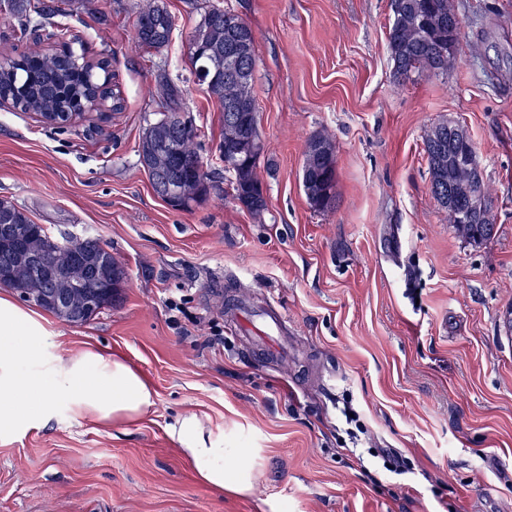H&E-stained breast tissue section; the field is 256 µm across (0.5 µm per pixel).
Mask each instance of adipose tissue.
I'll return each instance as SVG.
<instances>
[{
	"label": "adipose tissue",
	"instance_id": "ef3b65f1",
	"mask_svg": "<svg viewBox=\"0 0 512 512\" xmlns=\"http://www.w3.org/2000/svg\"><path fill=\"white\" fill-rule=\"evenodd\" d=\"M37 313L0 296V435L37 429L60 408L102 426L138 419L154 403L147 379L119 354L93 346L54 355ZM182 456L205 484L236 494L252 489L249 476L229 468L198 415L176 417L167 427Z\"/></svg>",
	"mask_w": 512,
	"mask_h": 512
}]
</instances>
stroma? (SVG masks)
I'll use <instances>...</instances> for the list:
<instances>
[{
	"label": "stroma",
	"instance_id": "stroma-1",
	"mask_svg": "<svg viewBox=\"0 0 512 512\" xmlns=\"http://www.w3.org/2000/svg\"><path fill=\"white\" fill-rule=\"evenodd\" d=\"M171 42L132 41L140 0H73L60 20L89 57L112 54L123 109L60 130L0 107V198L57 238L109 244L128 277L90 322L45 313L59 356L121 353L150 382L136 422L61 414L0 439V512H512V0H454L460 52L440 76L397 80L390 0H164ZM230 6L256 37L267 208L233 198L221 114L189 69L201 7ZM202 132L207 198L175 210L137 153L160 76ZM470 133L497 234L460 237L430 191L423 138ZM336 144L330 207H311L308 140ZM277 303L296 330L279 367L248 362L226 293ZM206 420L253 490L199 480L168 425ZM393 450L403 473L372 449Z\"/></svg>",
	"mask_w": 512,
	"mask_h": 512
}]
</instances>
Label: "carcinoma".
Returning a JSON list of instances; mask_svg holds the SVG:
<instances>
[{
  "label": "carcinoma",
  "mask_w": 512,
  "mask_h": 512,
  "mask_svg": "<svg viewBox=\"0 0 512 512\" xmlns=\"http://www.w3.org/2000/svg\"><path fill=\"white\" fill-rule=\"evenodd\" d=\"M70 0H3L8 14L26 26L37 30L44 22L56 16L66 15L65 5ZM393 17L387 32V45L393 64L394 75L408 79L411 75L439 76L448 74L459 52L462 25L452 0H392ZM174 29L171 14L161 0H148L138 12L133 42L146 50H159L170 42ZM236 40H247V54L235 62L237 68L251 72L256 70V40L252 27L235 10L230 8L203 7L200 19L188 39L189 61L194 76L208 66L210 73L203 82L206 91L221 111L222 133L219 153L233 157L240 141L251 131L240 124L234 113L224 110L227 103L244 101L258 112L254 93V78L238 80L225 73L226 62L212 58L209 49L224 47L227 34ZM59 46L42 50H30L13 57L12 67L0 74V103L7 102L22 112H34L40 117L47 114L64 120L71 113L83 116L85 112H99L108 106L114 112L122 110V98L109 84L99 83V73L107 72L111 59L90 58L85 49L77 50V37L68 28L59 27L49 34ZM161 98L157 118L145 128L138 144L140 163L148 175L158 197L167 200L172 186L189 190L196 203L209 194V174L198 151V130L184 119L180 105L181 90L168 81L161 82ZM448 135V128L441 123L431 125L424 135V150L430 174V191L438 205L448 214V223L477 244L492 240L496 235L493 219L494 198L485 181L480 185L487 199L484 213L469 214L458 205L448 206V190L460 191L474 179V171L464 167H448V153H456V145H448L441 136ZM309 143L320 147L315 156L304 155L301 171H310L326 190L324 197L311 206L317 210L327 208L333 201L336 187V171L325 169L324 158H335L336 146L323 135L310 138ZM264 150L256 151L250 163L237 168L224 163V171L230 174L234 199L248 212L260 216L266 204L252 205L243 196L262 191L258 167ZM0 224H27L31 230L30 249L41 253L50 245L49 234L35 223L28 213L12 201L0 198ZM72 248L65 258L73 262L74 272L82 273L79 262L85 252H100L106 243L98 238L68 239ZM29 286L37 290L32 303L43 306L45 289L53 284L36 278L31 271L25 272Z\"/></svg>",
  "instance_id": "carcinoma-1"
}]
</instances>
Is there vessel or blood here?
Masks as SVG:
<instances>
[{
    "label": "vessel or blood",
    "mask_w": 512,
    "mask_h": 512,
    "mask_svg": "<svg viewBox=\"0 0 512 512\" xmlns=\"http://www.w3.org/2000/svg\"><path fill=\"white\" fill-rule=\"evenodd\" d=\"M239 332L249 338L252 347L267 363L287 361L294 328L287 315L275 304L263 307L241 301L237 307Z\"/></svg>",
    "instance_id": "b4317fda"
}]
</instances>
